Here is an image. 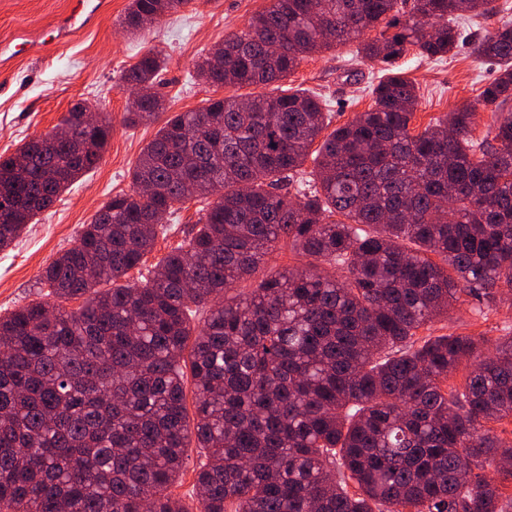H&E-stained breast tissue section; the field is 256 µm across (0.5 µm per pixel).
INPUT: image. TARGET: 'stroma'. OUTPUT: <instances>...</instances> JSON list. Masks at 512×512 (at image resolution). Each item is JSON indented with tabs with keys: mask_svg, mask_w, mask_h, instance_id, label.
<instances>
[{
	"mask_svg": "<svg viewBox=\"0 0 512 512\" xmlns=\"http://www.w3.org/2000/svg\"><path fill=\"white\" fill-rule=\"evenodd\" d=\"M129 4L130 0H112L110 11L96 27L42 54H18L10 65L0 68L2 156L16 153L25 142L55 129L81 100L112 122V136L99 163L38 215L35 223L27 225L15 242L0 250V314L42 299L39 278L45 268L77 244L84 224L90 223L105 202L130 190L141 149L167 117L199 109L210 99L234 95V88L202 84L194 65L201 54L245 29L254 15L269 7L270 0H191L135 36L121 24ZM69 6L70 0H0V42L19 35L38 39ZM357 47L353 41L306 57L283 82L284 87L321 95L334 128L370 108L371 89L384 75L380 63L358 58ZM151 51L167 59L157 86L166 110L154 120L129 127L123 122L128 95L118 78L122 70ZM398 69L416 86L418 102L409 125L411 133L467 107L477 114L474 138L494 137L499 113L484 104L481 92L496 77L497 64L463 46L455 55L440 59L408 50L399 59ZM199 208V202L190 199L166 216L152 252L128 271L126 284H141L162 257L186 242ZM418 334L482 336L494 341L512 334V304L488 309L478 298L467 297Z\"/></svg>",
	"mask_w": 512,
	"mask_h": 512,
	"instance_id": "stroma-1",
	"label": "stroma"
}]
</instances>
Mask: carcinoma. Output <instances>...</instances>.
I'll list each match as a JSON object with an SVG mask.
<instances>
[{
	"instance_id": "1",
	"label": "carcinoma",
	"mask_w": 512,
	"mask_h": 512,
	"mask_svg": "<svg viewBox=\"0 0 512 512\" xmlns=\"http://www.w3.org/2000/svg\"><path fill=\"white\" fill-rule=\"evenodd\" d=\"M189 2L131 0L125 24L143 29ZM397 2L271 0L219 44L218 61L197 62V77L266 86L359 39L363 57L387 65L372 108L327 135L330 113L302 90L175 114L142 149L130 191L42 273L45 299L0 315V512H188L171 488L192 438L206 458L201 512H506L482 469L512 461V442L484 428L512 419V336L484 355L481 337L417 331L464 295L493 303L512 289V113L496 146L472 136L468 108L412 135L417 95L394 71L411 47L432 58L464 44L463 13L497 10L416 0L403 19ZM473 44L500 64L482 99L502 110L512 22ZM163 66L144 55L122 87L153 85ZM86 106L64 116L70 139L34 138L20 163L0 156V249L102 156L112 124H88ZM162 110L146 95L125 122ZM318 138L311 185L296 175ZM210 197L185 244L143 284H119L174 204ZM283 240L306 263L227 296ZM193 306L208 310L197 328ZM464 360L465 385L443 388Z\"/></svg>"
}]
</instances>
